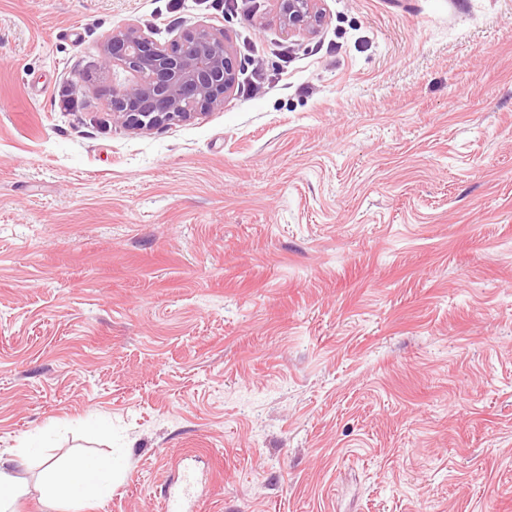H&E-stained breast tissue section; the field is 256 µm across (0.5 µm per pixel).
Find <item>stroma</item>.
Returning a JSON list of instances; mask_svg holds the SVG:
<instances>
[{
    "label": "stroma",
    "mask_w": 512,
    "mask_h": 512,
    "mask_svg": "<svg viewBox=\"0 0 512 512\" xmlns=\"http://www.w3.org/2000/svg\"><path fill=\"white\" fill-rule=\"evenodd\" d=\"M0 0V455L15 512H512V0ZM224 30L247 87L147 133L99 46ZM71 89L80 105L55 111ZM110 454L98 505L46 460ZM281 25L288 34L306 35L323 22L321 0H275ZM16 460L3 461L0 456V511L9 512V506L27 492V487L6 464Z\"/></svg>",
    "instance_id": "35a3bbf8"
}]
</instances>
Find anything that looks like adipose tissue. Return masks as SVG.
Wrapping results in <instances>:
<instances>
[{"label":"adipose tissue","mask_w":512,"mask_h":512,"mask_svg":"<svg viewBox=\"0 0 512 512\" xmlns=\"http://www.w3.org/2000/svg\"><path fill=\"white\" fill-rule=\"evenodd\" d=\"M115 462L105 457L99 460H72L59 467L48 465L45 469V486L51 501L82 498L92 501L112 489Z\"/></svg>","instance_id":"ef3b65f1"}]
</instances>
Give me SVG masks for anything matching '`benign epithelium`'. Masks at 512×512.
Returning a JSON list of instances; mask_svg holds the SVG:
<instances>
[{
    "mask_svg": "<svg viewBox=\"0 0 512 512\" xmlns=\"http://www.w3.org/2000/svg\"><path fill=\"white\" fill-rule=\"evenodd\" d=\"M275 2L290 34H310L323 22L321 0ZM99 52L104 61L138 75L133 83L112 87L113 119L130 130H151L222 107L237 81V57L224 33L205 27H190L161 45L127 25L113 30Z\"/></svg>",
    "mask_w": 512,
    "mask_h": 512,
    "instance_id": "1",
    "label": "benign epithelium"
}]
</instances>
